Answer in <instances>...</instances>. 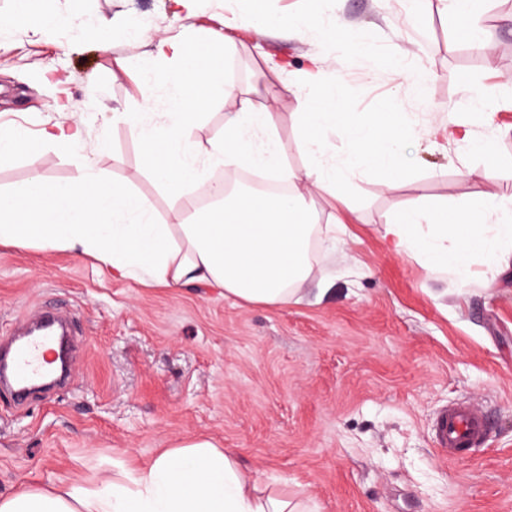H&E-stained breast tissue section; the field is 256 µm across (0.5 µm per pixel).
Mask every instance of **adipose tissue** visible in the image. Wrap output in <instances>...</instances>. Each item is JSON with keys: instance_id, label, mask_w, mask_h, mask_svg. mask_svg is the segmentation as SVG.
<instances>
[{"instance_id": "obj_1", "label": "adipose tissue", "mask_w": 512, "mask_h": 512, "mask_svg": "<svg viewBox=\"0 0 512 512\" xmlns=\"http://www.w3.org/2000/svg\"><path fill=\"white\" fill-rule=\"evenodd\" d=\"M156 59L179 61L176 70L147 69L141 110L116 112L128 124L154 178L172 195L178 223L159 224L148 199L120 184L108 185L93 160H86L69 182L56 183L33 174L25 183L0 191V242L21 248L95 255L112 273L142 284L179 288L205 284L245 305L277 307L294 301L312 270L315 215L303 190L335 195L340 182L335 167L321 163L324 144L305 139L313 159L301 173L286 174L296 190L285 196L234 191L197 206L187 185L202 182L214 166L244 164L272 174L287 145L274 133V115L253 111L242 102L225 120L222 138L201 146L191 129L202 111L224 96V79L211 55L190 53L173 39L154 45ZM174 93L163 121L141 119L154 104L157 86ZM306 121L318 129H341L355 146L349 166L380 170L395 177L402 148L416 136L396 112H381L365 125L352 113L337 110L334 98L309 101ZM477 202L487 221L461 226L448 223L438 209L420 206L398 213L383 237L396 254L413 256L429 269L467 276L475 257L498 264L512 251V199L492 192ZM0 512H306L287 490L262 488L240 469L234 455L210 438L182 440L148 463L121 470L118 479L94 488L71 483L27 488L0 495Z\"/></svg>"}]
</instances>
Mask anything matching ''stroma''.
Listing matches in <instances>:
<instances>
[{
    "instance_id": "stroma-1",
    "label": "stroma",
    "mask_w": 512,
    "mask_h": 512,
    "mask_svg": "<svg viewBox=\"0 0 512 512\" xmlns=\"http://www.w3.org/2000/svg\"><path fill=\"white\" fill-rule=\"evenodd\" d=\"M266 0L265 37L235 28L250 0H29L54 25L35 34L17 0H0V137L80 123L83 146L44 145L0 157V190L33 173L72 179L85 151L109 183L146 197L176 223L170 193L146 170L113 113L137 111L151 39L193 52L230 31L221 62L231 95L193 129L218 139L224 116L249 100L275 114L288 168L303 170L300 118L335 93L357 121L402 113L426 139L404 145L395 185L345 174L335 196L311 194L337 248L317 247L301 302L243 305L207 285L147 288L87 254L0 245V340L49 306L70 310L73 377L19 407L0 400V494L34 485L88 487L196 435L232 451L263 484L287 482L310 512H512V259L475 261L466 278L392 252L383 226L403 207L455 211L488 191L512 197V0H480L473 40L427 0ZM293 16L312 26L289 27ZM112 22L101 44L87 37ZM345 32H338L337 23ZM430 72L422 91L409 75ZM498 132L493 155L464 143ZM332 289L325 296L323 283ZM486 407L492 433L460 461L440 458L433 420L448 404Z\"/></svg>"
}]
</instances>
